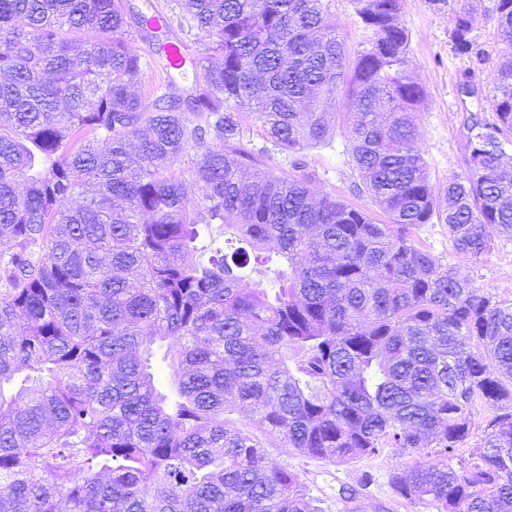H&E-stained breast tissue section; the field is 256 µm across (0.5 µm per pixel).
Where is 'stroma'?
Returning <instances> with one entry per match:
<instances>
[{
  "mask_svg": "<svg viewBox=\"0 0 512 512\" xmlns=\"http://www.w3.org/2000/svg\"><path fill=\"white\" fill-rule=\"evenodd\" d=\"M452 8L431 9L428 0H402L400 20L411 38L409 67L423 85L426 97L416 114V148L424 154L435 185L465 171L468 143L464 129L467 112L476 110L474 101L462 98L458 83L463 71L482 91L494 82L492 64L467 65L450 50ZM346 117L341 104L326 110V120L336 137L332 147L308 148L303 152V174L311 175L312 186L347 203L366 205L365 196L356 194L353 185L357 172L349 162L346 142L339 131ZM475 285L484 291L512 299V238L497 239L490 254L474 272ZM270 459L298 472L309 495L317 499L323 512H433L428 505L409 503L392 490L389 478L399 458L395 449H385L376 458H362L348 464L299 454L275 441L267 448ZM356 489L352 499L341 498L340 487Z\"/></svg>",
  "mask_w": 512,
  "mask_h": 512,
  "instance_id": "obj_1",
  "label": "stroma"
}]
</instances>
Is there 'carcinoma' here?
I'll return each instance as SVG.
<instances>
[{
	"label": "carcinoma",
	"mask_w": 512,
	"mask_h": 512,
	"mask_svg": "<svg viewBox=\"0 0 512 512\" xmlns=\"http://www.w3.org/2000/svg\"><path fill=\"white\" fill-rule=\"evenodd\" d=\"M350 55L324 0H176L202 82L134 92L151 40L129 0H0V506L6 512H322L264 442L349 463L395 448V493L435 512H512V299L419 246L448 226L484 260L512 236L509 51L473 99L467 172L437 187L415 150L425 90L400 0H351ZM451 52L483 63L470 10ZM354 117L355 190L319 195L238 147L249 102L290 166ZM200 195L184 189L177 168ZM166 343L174 395L152 346ZM492 410L471 458L457 454ZM243 408L249 428L228 415Z\"/></svg>",
	"instance_id": "1"
}]
</instances>
